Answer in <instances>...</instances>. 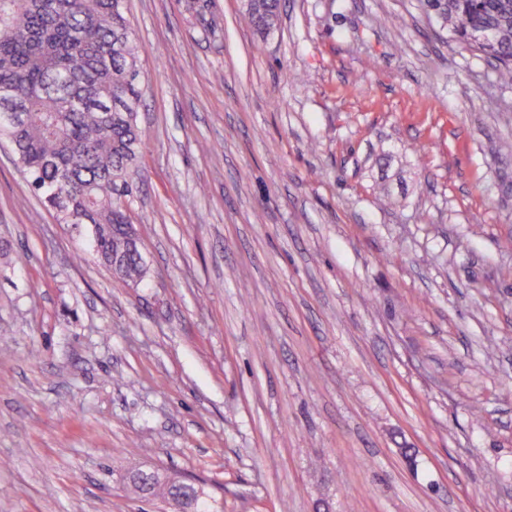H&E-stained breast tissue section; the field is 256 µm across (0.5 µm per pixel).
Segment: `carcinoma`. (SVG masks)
I'll list each match as a JSON object with an SVG mask.
<instances>
[{
	"instance_id": "cac0c4a2",
	"label": "carcinoma",
	"mask_w": 512,
	"mask_h": 512,
	"mask_svg": "<svg viewBox=\"0 0 512 512\" xmlns=\"http://www.w3.org/2000/svg\"><path fill=\"white\" fill-rule=\"evenodd\" d=\"M127 0H0V113L20 108L27 120H0L35 194L61 224L96 226L93 247L123 281L143 277L131 248L128 200L139 177L140 56ZM448 34L498 64L512 84V0H424ZM262 37L279 26V0H244ZM143 498L175 497L191 506L196 489L156 476L133 480Z\"/></svg>"
}]
</instances>
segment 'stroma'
I'll list each match as a JSON object with an SVG mask.
<instances>
[{
    "mask_svg": "<svg viewBox=\"0 0 512 512\" xmlns=\"http://www.w3.org/2000/svg\"><path fill=\"white\" fill-rule=\"evenodd\" d=\"M147 273L0 143V512H512V85L423 0H128ZM243 8L249 25L263 38L279 26V0H244ZM130 488L139 496L143 498L152 497V499H168L169 497L178 498L182 507L186 509L191 506L193 499L196 496V489L189 486H177L174 483H166L157 475L151 479H141L140 481L133 480L130 482Z\"/></svg>",
    "mask_w": 512,
    "mask_h": 512,
    "instance_id": "1",
    "label": "stroma"
}]
</instances>
